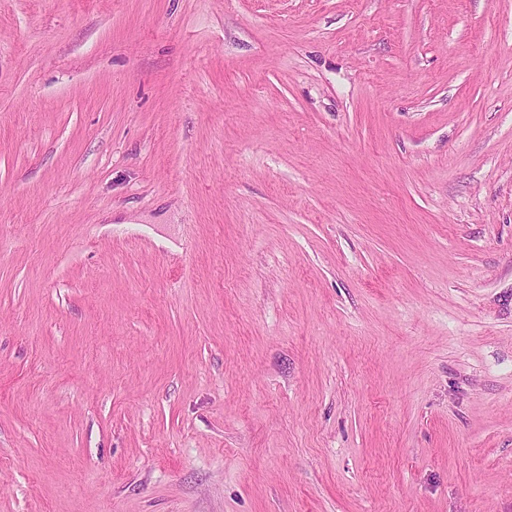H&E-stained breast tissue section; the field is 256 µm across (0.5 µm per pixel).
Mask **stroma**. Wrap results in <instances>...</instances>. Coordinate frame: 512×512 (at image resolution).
Returning <instances> with one entry per match:
<instances>
[{"label": "stroma", "instance_id": "35a3bbf8", "mask_svg": "<svg viewBox=\"0 0 512 512\" xmlns=\"http://www.w3.org/2000/svg\"><path fill=\"white\" fill-rule=\"evenodd\" d=\"M0 512H512V0H0Z\"/></svg>", "mask_w": 512, "mask_h": 512}]
</instances>
